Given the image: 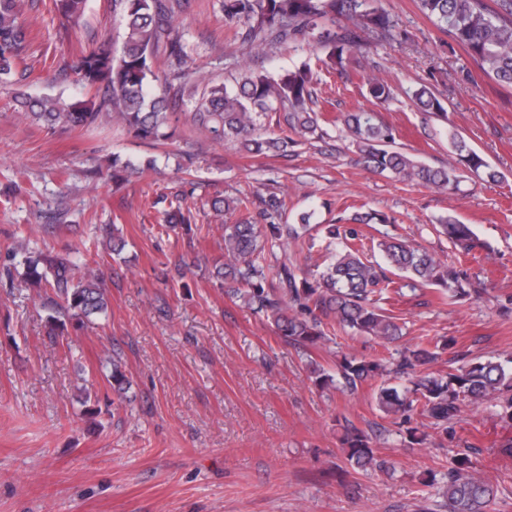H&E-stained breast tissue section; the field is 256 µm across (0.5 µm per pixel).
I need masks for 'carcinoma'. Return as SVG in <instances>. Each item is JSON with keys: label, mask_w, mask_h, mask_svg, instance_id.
<instances>
[{"label": "carcinoma", "mask_w": 512, "mask_h": 512, "mask_svg": "<svg viewBox=\"0 0 512 512\" xmlns=\"http://www.w3.org/2000/svg\"><path fill=\"white\" fill-rule=\"evenodd\" d=\"M418 9L448 36V48L461 49L497 85L512 88V0H416ZM187 0H112L120 10L124 35L120 51L108 44L82 55L72 66L75 82L94 88L98 100H79L60 95L31 98L15 96L23 116L50 130L58 125L88 129L115 119L136 139L158 142L177 131L180 104L192 105L190 121L195 130L215 141L232 140L240 151L259 155L287 152L288 146L309 141L321 130L312 108L314 72L311 62L277 75L248 70L232 86L212 84L201 91L187 90L190 48L175 24ZM59 28L65 32L84 26L87 0H52ZM224 20L239 28L243 49L260 51L310 38L325 52L321 63L342 68L355 51L373 39L401 44L407 32L389 13L370 0H224ZM22 0H0V85L15 81L16 63L27 52L28 34L20 16ZM166 71L158 75L156 63ZM368 94L378 104L391 98L390 86L373 75ZM417 107L436 117L444 107L430 84L413 91ZM284 110L285 128L277 137L265 136L262 119ZM343 122L356 148L358 162L375 173H390L401 181L446 193L457 188L463 173L487 182L505 175L494 168L456 130L446 132L448 165L434 167L395 147L396 130L379 113L348 112ZM259 204L256 215L235 213ZM217 215L235 217L224 222V261H217L211 276L215 284L241 299L245 306L272 325L284 341L308 348L328 340L340 328L353 336H371L381 344L401 334L399 317L378 306L394 287L398 276L409 285L437 287L438 298L458 302L481 295L460 258L445 261L426 249L390 235L370 234L374 225L396 219L375 211L355 213L344 224H314L315 210L301 212L290 224L282 221L285 200L275 193L215 199ZM190 212L178 206L164 214L158 235L168 236L190 225ZM460 253L490 249L471 225L448 215L435 225ZM321 231L336 243L331 262L322 271L284 259L272 263L268 256L288 245H299ZM372 246H366V243ZM22 278L31 286L54 295L47 322L51 334L64 327L62 318L91 321L108 311V292L102 271L69 256L29 252L24 257ZM448 347L444 339L420 340L413 347L388 358L366 359L344 354L336 370L313 369L314 383L354 394L363 384L381 380L376 403L385 416L406 418L419 411L435 431L446 433L462 417L468 405L495 402L501 418L512 421V357L500 361L476 360L456 355V366L445 373L426 371ZM339 442L347 464L355 472H367L386 463L377 458L372 434L348 425ZM478 448L457 453L446 471L429 472L424 482L443 483L445 512H491L492 486L477 475L472 457Z\"/></svg>", "instance_id": "obj_1"}]
</instances>
